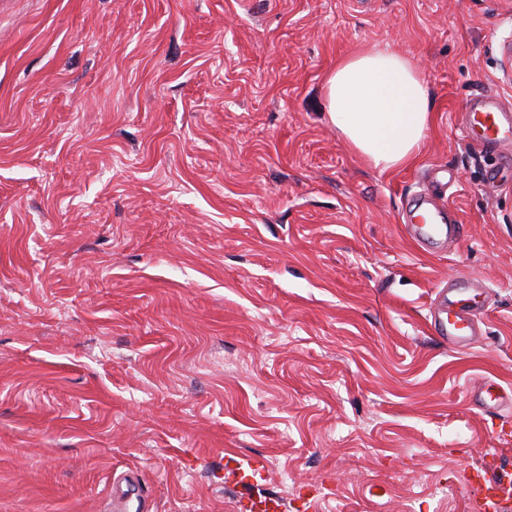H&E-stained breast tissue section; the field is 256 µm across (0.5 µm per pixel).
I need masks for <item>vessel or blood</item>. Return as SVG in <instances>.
I'll return each instance as SVG.
<instances>
[{
	"instance_id": "1",
	"label": "vessel or blood",
	"mask_w": 512,
	"mask_h": 512,
	"mask_svg": "<svg viewBox=\"0 0 512 512\" xmlns=\"http://www.w3.org/2000/svg\"><path fill=\"white\" fill-rule=\"evenodd\" d=\"M463 121L467 130L478 131L483 145L501 147L512 143V106L506 105L494 95L471 99L463 109ZM420 211L417 224L411 225L409 233L418 239H447L456 241L459 226L443 223L442 209L428 195H420L417 203ZM435 328L447 336L448 344L455 349H464L479 336L483 323V312L461 306L456 288L438 291L432 311Z\"/></svg>"
}]
</instances>
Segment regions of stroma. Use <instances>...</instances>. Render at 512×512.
Masks as SVG:
<instances>
[{
  "label": "stroma",
  "mask_w": 512,
  "mask_h": 512,
  "mask_svg": "<svg viewBox=\"0 0 512 512\" xmlns=\"http://www.w3.org/2000/svg\"><path fill=\"white\" fill-rule=\"evenodd\" d=\"M423 75L419 158L327 120L338 59ZM512 0H0V512H480L512 474ZM462 226L409 234L420 191ZM463 284L465 354L431 325ZM261 458L259 481L224 457ZM465 128L478 129L484 146L501 147L512 142V107L495 95L471 99L463 108Z\"/></svg>",
  "instance_id": "stroma-1"
}]
</instances>
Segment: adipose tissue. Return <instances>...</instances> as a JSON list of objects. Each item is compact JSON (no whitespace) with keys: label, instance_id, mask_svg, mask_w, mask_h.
I'll list each match as a JSON object with an SVG mask.
<instances>
[{"label":"adipose tissue","instance_id":"1","mask_svg":"<svg viewBox=\"0 0 512 512\" xmlns=\"http://www.w3.org/2000/svg\"><path fill=\"white\" fill-rule=\"evenodd\" d=\"M324 94L329 122L375 169L386 172L417 156L432 119L426 83L389 45L339 60Z\"/></svg>","mask_w":512,"mask_h":512}]
</instances>
